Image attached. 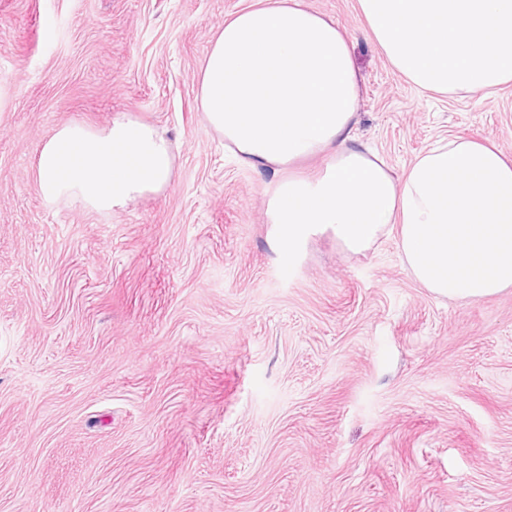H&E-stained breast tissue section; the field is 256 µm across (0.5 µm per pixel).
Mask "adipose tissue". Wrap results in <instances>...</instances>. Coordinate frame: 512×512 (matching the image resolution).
I'll return each instance as SVG.
<instances>
[{"instance_id": "obj_1", "label": "adipose tissue", "mask_w": 512, "mask_h": 512, "mask_svg": "<svg viewBox=\"0 0 512 512\" xmlns=\"http://www.w3.org/2000/svg\"><path fill=\"white\" fill-rule=\"evenodd\" d=\"M392 68L420 92L495 93L512 83V0H358ZM359 84L345 29L306 0H253L232 14L199 69L206 127L241 163L281 173L267 202L292 257L329 229L352 253L397 232L420 287L452 300L512 288V160L492 144L439 141L403 174L350 145ZM326 155L323 173H293ZM165 128L115 115L61 126L36 163L43 200L112 212L173 182Z\"/></svg>"}]
</instances>
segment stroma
Returning <instances> with one entry per match:
<instances>
[{
	"label": "stroma",
	"instance_id": "35a3bbf8",
	"mask_svg": "<svg viewBox=\"0 0 512 512\" xmlns=\"http://www.w3.org/2000/svg\"><path fill=\"white\" fill-rule=\"evenodd\" d=\"M252 0H0V512H512V288L458 302L396 234L292 258L279 179L209 131L215 33ZM351 137L402 174L442 138L512 158V84L422 94L357 0ZM123 112L166 128L173 183L122 210L45 205L42 145Z\"/></svg>",
	"mask_w": 512,
	"mask_h": 512
}]
</instances>
